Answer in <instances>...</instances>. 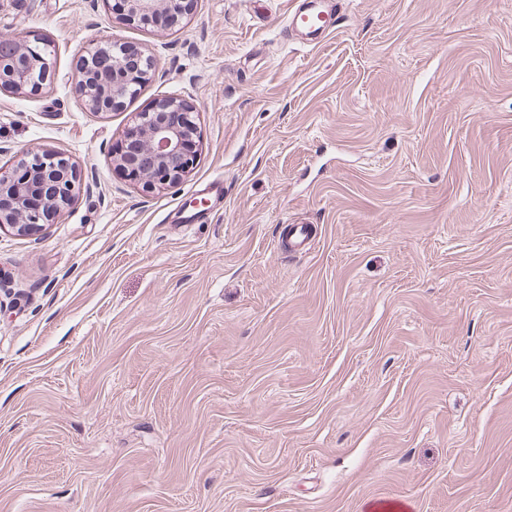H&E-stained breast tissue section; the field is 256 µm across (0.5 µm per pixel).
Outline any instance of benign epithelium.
<instances>
[{
    "instance_id": "obj_1",
    "label": "benign epithelium",
    "mask_w": 512,
    "mask_h": 512,
    "mask_svg": "<svg viewBox=\"0 0 512 512\" xmlns=\"http://www.w3.org/2000/svg\"><path fill=\"white\" fill-rule=\"evenodd\" d=\"M193 0H113L112 11L125 21L143 26L167 19L178 24ZM46 44H25L0 37V90L36 91L50 71ZM154 60L144 50L131 54L112 42L108 64L81 61L74 76V90L91 112H112L123 107L134 78L145 82ZM197 107L177 97L156 100L138 113L120 140L112 146V167L126 180L148 193L180 185L199 162ZM82 184L78 166L54 150L27 151L11 166H0V227L32 236L55 222L71 205Z\"/></svg>"
}]
</instances>
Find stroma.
<instances>
[{"label":"stroma","mask_w":512,"mask_h":512,"mask_svg":"<svg viewBox=\"0 0 512 512\" xmlns=\"http://www.w3.org/2000/svg\"><path fill=\"white\" fill-rule=\"evenodd\" d=\"M299 2L0 0L51 59L0 91V166L86 182L0 228V512H512V0H338L311 42ZM113 38L155 66L99 114L73 75ZM166 96L200 160L146 193L109 154ZM194 0H113L112 12H119L125 21L143 26L158 25L159 17L173 27L187 14ZM165 26V27H167ZM82 184L78 166L54 150L27 151L11 166H0V228L32 236L54 223Z\"/></svg>","instance_id":"35a3bbf8"}]
</instances>
